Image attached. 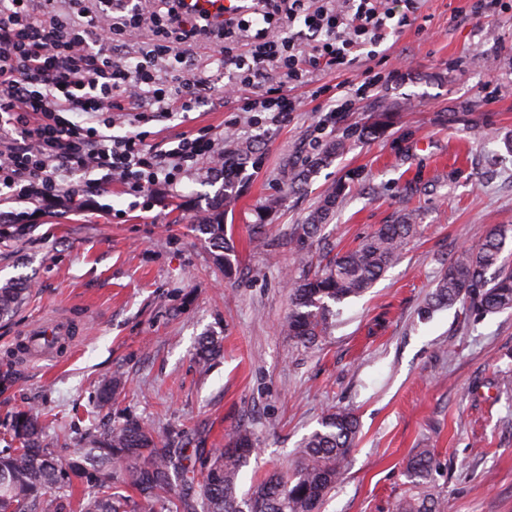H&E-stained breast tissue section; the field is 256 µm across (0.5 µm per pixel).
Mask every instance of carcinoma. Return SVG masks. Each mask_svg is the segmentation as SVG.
<instances>
[{
	"mask_svg": "<svg viewBox=\"0 0 512 512\" xmlns=\"http://www.w3.org/2000/svg\"><path fill=\"white\" fill-rule=\"evenodd\" d=\"M346 148L332 147L293 173L291 182L304 184L317 168ZM258 163L252 149L233 150V163L224 174V204L202 224L213 245L231 265L233 245L224 216L239 191L234 170ZM341 186L326 191L301 226L303 245L319 235L341 196ZM413 214L403 212L381 225L356 247L339 252L325 266L304 272L291 283L293 308L284 331L304 346L313 345L333 316L331 305L363 295L399 258L417 234ZM507 233L490 230L473 248L450 261L428 300L426 312L466 299L482 314L512 309V267L503 262ZM496 269V277L486 273ZM27 288L17 282L0 286V317L14 312ZM221 343L205 336L199 343L203 364L220 355ZM44 413L21 411L10 423L9 440L0 448V512H320L328 492L342 478L354 447L359 423L347 409L330 414L321 428L308 435L291 474L273 473L240 498L236 481L256 452L252 434L241 430L223 448H197L187 454L183 439L159 440L141 420L129 417L101 434L89 433L86 448L73 458L54 454L43 434ZM434 458L424 448L409 458L406 472L412 492L396 512H435L430 490Z\"/></svg>",
	"mask_w": 512,
	"mask_h": 512,
	"instance_id": "carcinoma-1",
	"label": "carcinoma"
}]
</instances>
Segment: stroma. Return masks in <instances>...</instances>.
<instances>
[{
  "label": "stroma",
  "instance_id": "35a3bbf8",
  "mask_svg": "<svg viewBox=\"0 0 512 512\" xmlns=\"http://www.w3.org/2000/svg\"><path fill=\"white\" fill-rule=\"evenodd\" d=\"M468 0H421L425 31L390 34L379 47L404 60L399 80L337 115L329 96L291 88L299 111L260 127L215 82L208 103L186 117L148 124L165 143L203 128L251 146L257 166L240 175L225 220L231 270L199 224L221 206L224 183L194 176L155 191L151 211L133 210L120 184L83 213L56 202L27 204L23 237L0 241V284L29 293L0 319V435L12 414L38 408L55 452L72 454L97 427L135 417L190 447L221 448L238 428L258 451L238 493L289 470L301 441L339 408L360 422L343 480L322 512H396L407 459L434 454L437 512H512V310L480 316L462 303L423 317L435 283L457 251L493 228L512 251V11L466 17ZM387 115L371 137L356 128ZM346 151L307 185L287 186L328 144ZM336 212L305 253L290 249L330 187ZM281 204L265 211L270 197ZM416 211L419 229L399 260L363 296L334 305L326 332L305 347L283 332L290 277L308 261L356 246L380 225ZM264 221L263 247L253 226ZM49 316L76 333L48 359L19 355L23 331ZM224 353L201 366V337ZM120 376L109 408L102 384Z\"/></svg>",
  "mask_w": 512,
  "mask_h": 512
}]
</instances>
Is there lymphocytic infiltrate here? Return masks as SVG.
<instances>
[{
    "instance_id": "1",
    "label": "lymphocytic infiltrate",
    "mask_w": 512,
    "mask_h": 512,
    "mask_svg": "<svg viewBox=\"0 0 512 512\" xmlns=\"http://www.w3.org/2000/svg\"><path fill=\"white\" fill-rule=\"evenodd\" d=\"M0 0V223H21L18 203L65 199L73 211L111 184L150 209L153 189L199 173L223 174L224 146L206 133H185L164 148L147 141L146 125L200 108L212 76L187 63V47L205 40L231 70L228 95L253 125L298 111L288 85H307L315 71L349 69L357 51L377 47L418 18L420 0H252L246 13L218 24L186 0H156L144 14L136 0H102L105 10L61 14L55 0ZM316 36L302 50L285 26ZM151 29L137 54L121 49ZM283 78L266 81L267 65ZM396 76L372 68L337 84L336 109ZM128 131L111 132L113 113Z\"/></svg>"
}]
</instances>
